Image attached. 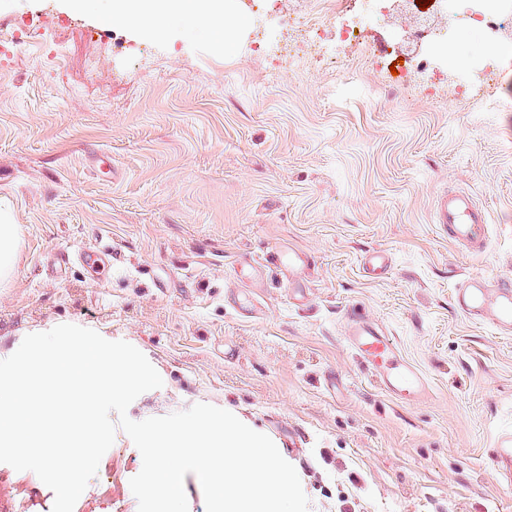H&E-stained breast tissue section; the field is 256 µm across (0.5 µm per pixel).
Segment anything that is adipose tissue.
<instances>
[{"mask_svg":"<svg viewBox=\"0 0 512 512\" xmlns=\"http://www.w3.org/2000/svg\"><path fill=\"white\" fill-rule=\"evenodd\" d=\"M101 19L109 25H139L157 36L171 22L183 20L221 45L230 44L243 23L223 0H111Z\"/></svg>","mask_w":512,"mask_h":512,"instance_id":"1","label":"adipose tissue"}]
</instances>
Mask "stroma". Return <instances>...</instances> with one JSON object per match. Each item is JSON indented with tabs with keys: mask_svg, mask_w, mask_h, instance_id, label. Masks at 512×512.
Listing matches in <instances>:
<instances>
[{
	"mask_svg": "<svg viewBox=\"0 0 512 512\" xmlns=\"http://www.w3.org/2000/svg\"><path fill=\"white\" fill-rule=\"evenodd\" d=\"M238 3L247 21L227 48L182 22L161 36L107 26L105 0H0L1 26L43 18L69 50L59 70L45 47L0 57V205L20 228L0 355L60 323L132 344L163 385L130 419L234 410L278 442L309 512H512L492 461L512 430V336L454 299L467 277L512 279V40L490 56L489 30L456 23L478 67L462 97L455 67L407 54L405 29L350 0L308 31L336 55L301 77L246 44L287 38L295 0ZM365 13L357 40L339 41ZM447 190L487 209L483 253L435 224ZM89 247L111 250L106 277L81 262ZM291 249L295 267L278 260ZM372 250L387 273L363 271ZM359 318L423 373L424 399L382 392L346 337ZM141 467L117 432L74 512H138ZM53 502L35 473L0 463V512Z\"/></svg>",
	"mask_w": 512,
	"mask_h": 512,
	"instance_id": "1",
	"label": "stroma"
}]
</instances>
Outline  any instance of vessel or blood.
I'll use <instances>...</instances> for the list:
<instances>
[{
	"mask_svg": "<svg viewBox=\"0 0 512 512\" xmlns=\"http://www.w3.org/2000/svg\"><path fill=\"white\" fill-rule=\"evenodd\" d=\"M436 222L443 226L455 244L479 253L485 248L486 212L472 194L455 192L442 196L436 205ZM459 311L470 320L491 324L499 334H512V281H495L472 277L455 291ZM347 336L352 349L373 370L382 389L407 403L427 390L423 374L403 358L394 342L379 328L368 322L348 325ZM494 467L499 479L512 482V432L495 436Z\"/></svg>",
	"mask_w": 512,
	"mask_h": 512,
	"instance_id": "vessel-or-blood-1",
	"label": "vessel or blood"
}]
</instances>
